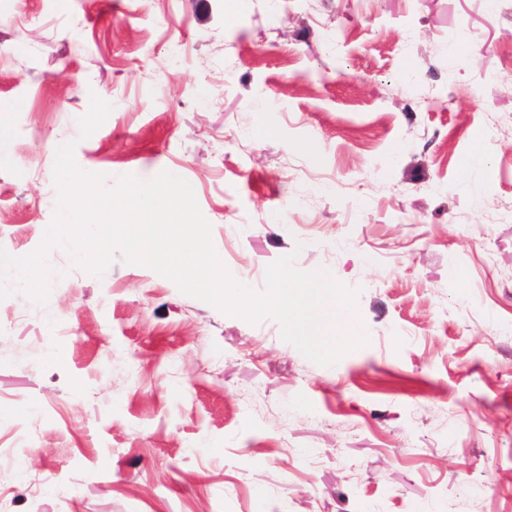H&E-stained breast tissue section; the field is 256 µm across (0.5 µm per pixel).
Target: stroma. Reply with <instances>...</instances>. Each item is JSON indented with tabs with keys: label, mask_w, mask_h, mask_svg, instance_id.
Here are the masks:
<instances>
[{
	"label": "stroma",
	"mask_w": 512,
	"mask_h": 512,
	"mask_svg": "<svg viewBox=\"0 0 512 512\" xmlns=\"http://www.w3.org/2000/svg\"><path fill=\"white\" fill-rule=\"evenodd\" d=\"M111 104L80 138L92 97ZM0 248L84 171L357 292L320 366L115 254L0 299V512H512V0H0Z\"/></svg>",
	"instance_id": "35a3bbf8"
}]
</instances>
